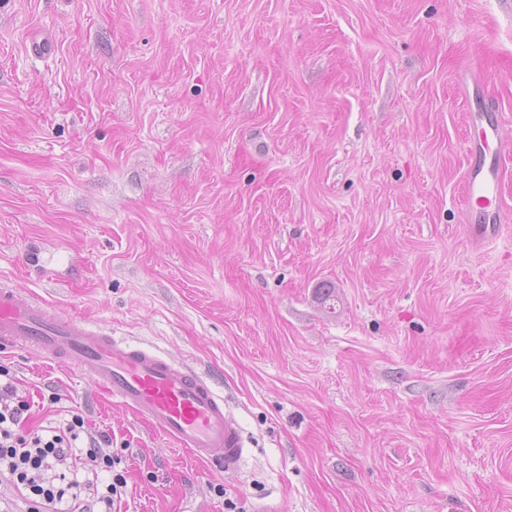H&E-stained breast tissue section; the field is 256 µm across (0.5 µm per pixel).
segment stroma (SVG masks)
Listing matches in <instances>:
<instances>
[{"instance_id": "1", "label": "stroma", "mask_w": 512, "mask_h": 512, "mask_svg": "<svg viewBox=\"0 0 512 512\" xmlns=\"http://www.w3.org/2000/svg\"><path fill=\"white\" fill-rule=\"evenodd\" d=\"M466 70L512 129V0H0V280L209 375L250 448L225 475L0 349L111 433L122 512H512V221L463 222Z\"/></svg>"}]
</instances>
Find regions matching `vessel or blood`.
Listing matches in <instances>:
<instances>
[{"mask_svg": "<svg viewBox=\"0 0 512 512\" xmlns=\"http://www.w3.org/2000/svg\"><path fill=\"white\" fill-rule=\"evenodd\" d=\"M464 216L479 232L505 223L500 160L512 130L487 105L468 113ZM24 344L56 364L86 370L112 398L196 459H218L238 474L250 453L243 431L215 385L193 367L153 347L134 346L76 316H63L26 290L0 283V347Z\"/></svg>", "mask_w": 512, "mask_h": 512, "instance_id": "1", "label": "vessel or blood"}]
</instances>
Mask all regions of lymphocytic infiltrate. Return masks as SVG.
I'll list each match as a JSON object with an SVG mask.
<instances>
[{"label": "lymphocytic infiltrate", "mask_w": 512, "mask_h": 512, "mask_svg": "<svg viewBox=\"0 0 512 512\" xmlns=\"http://www.w3.org/2000/svg\"><path fill=\"white\" fill-rule=\"evenodd\" d=\"M31 404L0 366V505L26 512H114L127 485L111 434L89 430L71 413L53 426L29 427Z\"/></svg>", "instance_id": "1"}]
</instances>
